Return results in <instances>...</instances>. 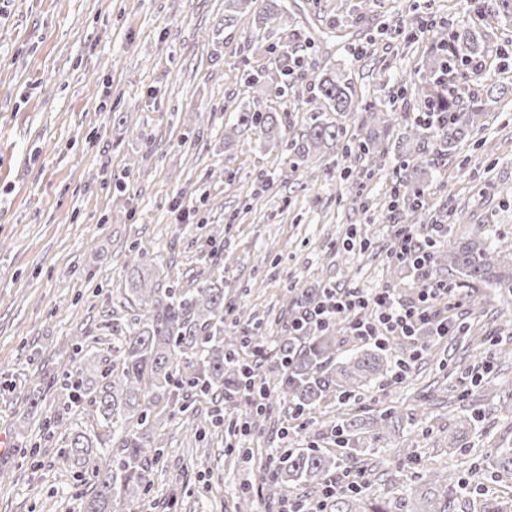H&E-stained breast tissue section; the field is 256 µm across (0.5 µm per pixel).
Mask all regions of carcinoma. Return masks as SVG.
<instances>
[{
	"instance_id": "cac0c4a2",
	"label": "carcinoma",
	"mask_w": 512,
	"mask_h": 512,
	"mask_svg": "<svg viewBox=\"0 0 512 512\" xmlns=\"http://www.w3.org/2000/svg\"><path fill=\"white\" fill-rule=\"evenodd\" d=\"M224 0V27H237L256 46L259 36L282 18L278 0ZM512 18V0H474L473 17L436 31L424 56L429 81L418 91L415 115L404 109L403 128L417 149L433 140L437 156L452 157L459 144L484 126L483 100L501 101L512 97V82L493 78L490 23ZM298 45L284 44L275 55V66L247 74L254 92L273 93L289 99L300 110V95L288 81L298 63ZM317 90L333 112H362L363 124L383 123L381 113L387 103L375 101L362 105L355 101L351 82L334 70L321 73ZM290 116L275 112H257L244 106L237 114L232 135L242 136L261 128L265 147L279 146L282 127ZM295 160L306 166L329 149H341L350 167L365 170L389 152V141L369 134L357 141L346 138L337 122L315 115L291 143ZM435 163L415 160L404 165L393 190L389 206L398 211L402 223L422 226L430 223L420 186V172H433ZM153 247L138 244L133 261L142 269L152 264ZM444 272L452 277L477 282L512 292V253L504 254L474 234L450 236L446 245L435 251L427 274ZM132 295L144 313L132 323L115 322L112 333L119 336L113 347L111 367L99 384H90L85 357L62 373L66 391L62 410L79 408L86 398L95 407L99 419L109 428L107 437L73 430L67 434L66 447L59 450L63 467L92 477L83 502V512H126L127 501L151 483L152 467L162 448L156 431L162 420L179 411L185 415L183 426L197 433L195 417L189 414L192 393L226 394V385L241 384L240 358L244 345L242 332L224 326V289L207 279L194 288H162L151 278L137 277ZM284 316L288 322L305 317L320 296L287 289ZM337 328L322 331H290L271 338L261 326L249 328L251 341L259 346L256 369L262 377L264 409L254 414L251 426L261 427L278 404L285 403L296 415L314 418L321 403L332 398H349L386 375L391 359L386 350L370 347L349 356L336 357ZM403 417L389 408L368 422L354 415L336 422L330 431L342 454L358 461L368 470L364 457V434L374 440L400 426ZM339 459L319 448H291L281 454L271 471L266 488L272 496L284 484L324 486L336 473ZM512 479V442L495 445L487 471L474 465L467 473L427 468L414 476V487L397 500L395 509L388 504L364 498V492L338 490L319 503L324 512H452V503L468 497L471 512H488L486 484L497 479Z\"/></svg>"
}]
</instances>
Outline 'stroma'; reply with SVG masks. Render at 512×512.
I'll return each mask as SVG.
<instances>
[{"instance_id": "obj_1", "label": "stroma", "mask_w": 512, "mask_h": 512, "mask_svg": "<svg viewBox=\"0 0 512 512\" xmlns=\"http://www.w3.org/2000/svg\"><path fill=\"white\" fill-rule=\"evenodd\" d=\"M283 18L262 36L277 47L300 36L293 75L303 101L296 125L325 106L314 87L326 68L346 74L359 100L402 110L426 78L423 54L436 27L467 17L469 0H282ZM224 0H0V512H83L85 484L63 469V431L107 435L91 404L50 423L64 401L55 380L75 362L76 342L92 347L87 374L107 369L113 322H133L127 302L136 243L152 245L156 281L195 287L221 281L227 324L256 317L281 334L286 290L387 288L414 296L418 273L390 257L398 223L381 209L399 175L389 152L371 176H348L340 154L294 168L287 146L264 147L260 131L225 143L244 105L280 111L272 95L255 99L244 81L268 66L241 31L224 29ZM329 169L310 180L311 169ZM426 205L447 207L454 236L482 233L512 251V104L488 102L482 132L439 161ZM457 334L432 342L401 379L385 375L352 399L331 400L315 420L281 414L263 431L229 438L210 423L244 415L243 396L191 399L205 438H188L180 417L157 435L163 458L128 512H236L242 490L250 512H276L263 488L268 454L310 444L346 414L398 408L410 418L375 442L370 497H390L396 449L405 469L461 471L448 445L461 434L473 453L512 438V293L454 278ZM481 422L468 423L471 412ZM254 449L250 466L239 449Z\"/></svg>"}]
</instances>
